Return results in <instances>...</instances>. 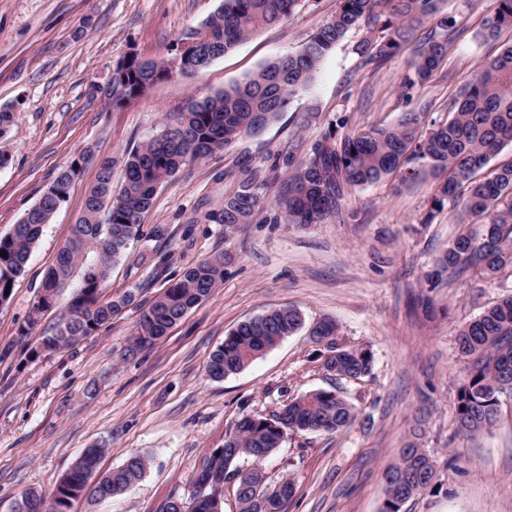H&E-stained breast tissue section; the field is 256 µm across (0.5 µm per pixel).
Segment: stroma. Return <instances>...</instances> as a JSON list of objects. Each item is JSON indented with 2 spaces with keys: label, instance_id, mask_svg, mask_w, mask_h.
I'll use <instances>...</instances> for the list:
<instances>
[{
  "label": "stroma",
  "instance_id": "stroma-1",
  "mask_svg": "<svg viewBox=\"0 0 512 512\" xmlns=\"http://www.w3.org/2000/svg\"><path fill=\"white\" fill-rule=\"evenodd\" d=\"M220 0H0V106L14 121L0 137L10 157L0 168V237L36 204L57 172L80 150L121 161L159 133L166 113L188 99L243 80L260 65L299 48L335 13L337 0H299L292 16L255 33L191 78L153 85L126 106H106L101 89L129 51L171 58L174 45L216 11ZM496 0H477L464 31L448 44L432 79L400 98L409 51L377 71L359 68L350 32L265 132L186 167L162 185L143 217V234L112 271L102 299L131 295L112 321L76 345L31 356L42 337L64 326L73 286L59 289L41 313L33 306L43 277L79 218L85 166L68 199L46 224L26 272L0 304V512H14L29 490L51 492L85 449L105 446L109 472L135 454L149 466L125 493L74 501L71 512H162L170 496L190 498L202 456L223 447L244 413L267 414L283 400L337 388L358 418L339 433H289L264 463L271 480L290 475L296 494L287 512H380L384 473L420 431L419 444L439 465L441 487L407 502L404 512H512V399L489 433L455 432L456 390L468 362L455 349L457 329L512 295V264L492 278L432 285L427 275L460 226L452 209L422 222L430 174L412 184L390 179L353 190L346 217L300 226L272 221L276 186L253 223L225 233L205 220L220 212L224 172L247 160L269 170L290 145L305 159L331 129L353 134L390 124L408 109L430 106L452 117L462 87L500 50L478 37ZM358 220H349V212ZM229 255L224 281L153 347L128 354L141 314L197 260ZM282 307L304 326L242 372L209 378L205 364L242 321ZM337 326L340 342L369 348L371 374L336 380L323 367L318 322Z\"/></svg>",
  "mask_w": 512,
  "mask_h": 512
}]
</instances>
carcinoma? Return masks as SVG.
I'll return each mask as SVG.
<instances>
[{
  "instance_id": "1",
  "label": "carcinoma",
  "mask_w": 512,
  "mask_h": 512,
  "mask_svg": "<svg viewBox=\"0 0 512 512\" xmlns=\"http://www.w3.org/2000/svg\"><path fill=\"white\" fill-rule=\"evenodd\" d=\"M298 0H222L201 28L176 43L175 69L190 76L247 40L258 30L289 18ZM332 18L291 54L268 61L241 82L202 98H190L179 112L166 116L162 130L132 149L123 162L118 192L112 190L113 161L99 163L96 180L85 192L80 219L47 272L42 286L58 290L78 278L76 296L65 327L46 341L56 349L78 343L110 323L132 300L124 295L104 302L102 289L129 243L142 236V217L158 189L184 167L231 147L242 137L257 136L272 123L291 99L310 89L316 69L345 40L365 26L368 36L355 45L358 66L374 70L385 65L411 42L416 32L431 25L414 52L401 82L406 98L428 81L448 54V37L462 20L448 10V0H337ZM512 30V0H497L493 14L479 31L483 40H496ZM169 78L160 62L129 54L112 70V107L120 108ZM512 145V44L487 60L463 88L454 116L442 121L430 108L401 114L391 125L374 126L356 135L330 131L296 161L299 145L282 154L289 170L288 184L275 200L273 219L289 224H321L343 214L352 190L390 177L407 182L426 170L434 178L426 220L446 206H461L463 229L448 243L435 276L446 271L460 276L475 271L495 276L512 260V161L495 166L489 176L477 173ZM232 173H224L229 178ZM234 177V176H232ZM268 179L243 167L224 195L218 223L232 233L252 223L267 204L262 188ZM47 193L0 238V302L6 287H14L26 272L32 248L43 228L69 195L70 167L61 169ZM226 257L220 254L191 264L181 278L145 310L129 351L154 344L191 309L207 299L224 281ZM95 280L85 281L89 267ZM303 324L292 308L266 311L238 324L211 353L206 373L222 379L246 368ZM319 336L330 338L324 368L338 379H358L370 373L372 352L341 344L331 321L316 325ZM459 351L471 359L468 374L455 398L457 433L475 437L495 425L502 397H512V295L485 309L457 333ZM357 418L355 407L331 390L318 389L286 401L270 415L244 414L224 438V447L205 455L194 479L191 503L172 496L165 512H223V499L200 491L213 480L236 479V512H286L295 495L288 476L270 481L263 462L282 444L289 431L337 433ZM104 448H91L78 458L50 493L29 491L16 512H71L72 501L87 495L103 500L122 494L142 479L148 459L129 457L118 469L101 474ZM385 498L380 512H402L412 498L439 488V470L425 449L412 441L384 474Z\"/></svg>"
}]
</instances>
